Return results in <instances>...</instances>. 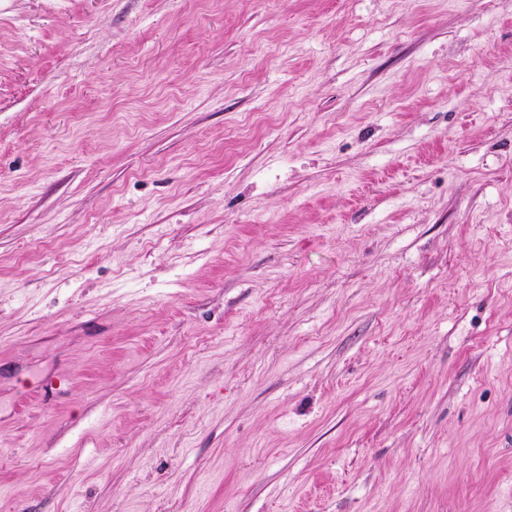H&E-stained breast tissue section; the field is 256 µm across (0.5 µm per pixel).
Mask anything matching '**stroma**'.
<instances>
[{
	"instance_id": "stroma-1",
	"label": "stroma",
	"mask_w": 512,
	"mask_h": 512,
	"mask_svg": "<svg viewBox=\"0 0 512 512\" xmlns=\"http://www.w3.org/2000/svg\"><path fill=\"white\" fill-rule=\"evenodd\" d=\"M0 512H512V0H0Z\"/></svg>"
}]
</instances>
